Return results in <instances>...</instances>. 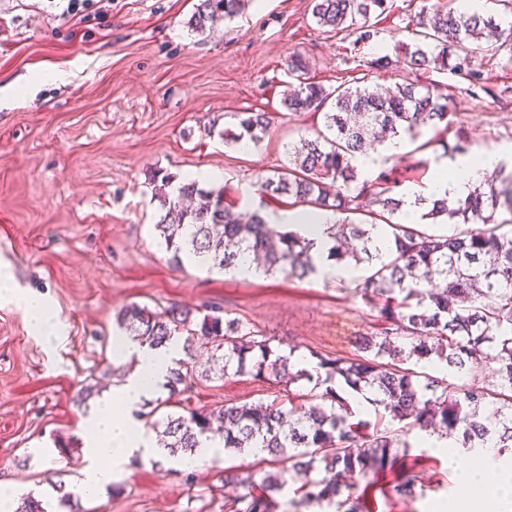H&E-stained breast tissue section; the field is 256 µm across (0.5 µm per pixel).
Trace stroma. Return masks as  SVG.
Segmentation results:
<instances>
[{
    "mask_svg": "<svg viewBox=\"0 0 512 512\" xmlns=\"http://www.w3.org/2000/svg\"><path fill=\"white\" fill-rule=\"evenodd\" d=\"M200 0H94L74 14L67 0H0V89L33 87L19 107L0 110V271L15 286L0 298V481L57 503L69 493L75 512H224L220 477L234 457L182 470L168 459L134 460L111 488L81 491L83 424L117 385L126 359L113 353L116 313L139 304L212 306L260 331L281 351L355 358L361 337L380 327V304L312 275L240 278L191 261L170 264L154 229L162 211L153 199L155 171L185 182L206 170L240 210H283L262 198L261 178L288 163V148L322 129L321 114H295L281 104L287 64L299 54L325 87L351 83L367 60L390 56L386 71L367 76L385 87L408 75L402 44L411 40L407 0L392 6L367 43L323 32L311 0H247L230 22L205 33L190 25ZM479 84L433 70L448 103L450 131L470 150L512 144V44L480 54ZM268 111L262 142L241 150L225 143L241 112ZM43 299L64 327L48 348L26 321L23 299ZM92 394L85 404L76 397ZM302 380L275 385L248 376L193 384L188 403H268L308 392ZM418 463L416 495L392 488L403 467L377 477L352 476L367 512H441L453 495L461 455L409 436Z\"/></svg>",
    "mask_w": 512,
    "mask_h": 512,
    "instance_id": "stroma-1",
    "label": "stroma"
}]
</instances>
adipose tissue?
Returning <instances> with one entry per match:
<instances>
[{"mask_svg": "<svg viewBox=\"0 0 512 512\" xmlns=\"http://www.w3.org/2000/svg\"><path fill=\"white\" fill-rule=\"evenodd\" d=\"M512 158V145L479 151L477 156L462 155L436 162V177L426 190V197L463 198L504 159ZM118 355H136L139 364L117 388L105 393L95 412L88 418L90 435L84 450L86 465L81 487L93 494L110 484L115 475L126 469L132 459L148 460L163 456V449L154 445L150 435L128 418L129 412L149 397L158 395L168 379L172 350H150L137 343L118 338ZM478 464L467 466L459 476L460 491L449 500L447 512H490L499 501L494 497L476 498L474 490L480 483L481 468L498 456L497 448L478 449Z\"/></svg>", "mask_w": 512, "mask_h": 512, "instance_id": "1", "label": "adipose tissue"}]
</instances>
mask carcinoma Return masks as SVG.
Segmentation results:
<instances>
[{"label":"carcinoma","mask_w":512,"mask_h":512,"mask_svg":"<svg viewBox=\"0 0 512 512\" xmlns=\"http://www.w3.org/2000/svg\"><path fill=\"white\" fill-rule=\"evenodd\" d=\"M453 3L422 0L419 11L409 16L412 45L406 46L404 61L410 77L383 92L364 84L328 89L313 81L301 56L288 60V75L298 86L284 91L283 105L295 113L330 110L323 113L324 129L289 148L288 166L262 178L260 187L273 197L343 215L330 226L328 257L346 268L367 265L368 275L350 283L363 299L382 301V327L362 339L361 355L346 359L311 353L317 379L302 403L289 408L273 401L181 413L179 396L196 377L197 353L210 355L223 378L249 375L293 384L302 377V371H293L294 352H280L271 339L223 319L212 307L197 310L199 319L179 308L154 312L136 304L117 314L126 334L151 349L187 333L185 358L170 369L169 395L157 403L168 412L151 425L169 456L192 455L218 434L229 452L250 455L264 448L274 457L277 470L259 481L252 472L224 475V483L245 490L225 504V512H277L275 494L295 472L306 476L295 490L296 507L333 504L336 512H363L360 497L344 494L348 486L341 478L392 469L399 456H408V437L416 429L454 437L460 448L492 442L500 453L512 452V230L502 231L512 225V171L502 163L466 198L431 201L425 218L453 227L449 235L392 221L402 204L400 184L385 172L364 179L357 165L388 135L417 143L432 130L435 136L415 148L425 152L448 131L450 121L447 105L434 98L421 75L443 69L476 79L469 68L472 56L495 51L505 35L512 38V20L485 10L462 11ZM241 6L242 0H200L192 27L203 32L217 17L233 19ZM386 9L387 0H312L319 28L356 32L362 42L374 36L367 25L370 15ZM237 119L239 132L231 138L242 148L259 144L273 123L269 112H241ZM152 184L164 211L154 228L175 263L187 255L226 271L253 253L266 274L317 273L313 242L279 230L260 209L242 217L224 201V189L206 190L192 180L175 187L168 175L153 178ZM351 214L385 219L394 242L386 259L379 258L375 244L379 224L356 222ZM422 363L454 370L455 380L417 371ZM486 371L494 382L463 381ZM338 379L354 391H376V406L401 427L382 430L365 420L351 421L355 413L336 390ZM489 408L493 423L484 419Z\"/></svg>","instance_id":"obj_1"}]
</instances>
